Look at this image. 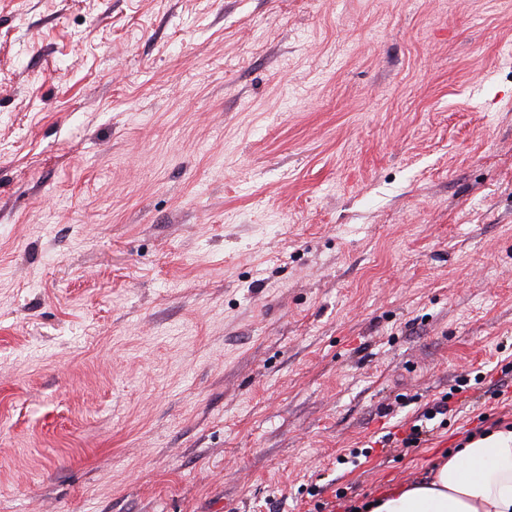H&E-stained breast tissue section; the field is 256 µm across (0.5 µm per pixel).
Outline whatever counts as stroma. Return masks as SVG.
Returning <instances> with one entry per match:
<instances>
[{"instance_id": "1", "label": "stroma", "mask_w": 512, "mask_h": 512, "mask_svg": "<svg viewBox=\"0 0 512 512\" xmlns=\"http://www.w3.org/2000/svg\"><path fill=\"white\" fill-rule=\"evenodd\" d=\"M511 423L512 0H0V512H345ZM453 392L446 393L430 410L423 412L419 417L410 423L409 427L406 428V436L401 439V445L404 448H417L422 441H425L423 437L429 435L434 428L429 429L426 422L433 420L436 415H445L450 411L448 401L453 398ZM421 422V424H416Z\"/></svg>"}]
</instances>
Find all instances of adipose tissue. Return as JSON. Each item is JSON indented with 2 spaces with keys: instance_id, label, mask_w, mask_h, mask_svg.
I'll return each instance as SVG.
<instances>
[{
  "instance_id": "obj_1",
  "label": "adipose tissue",
  "mask_w": 512,
  "mask_h": 512,
  "mask_svg": "<svg viewBox=\"0 0 512 512\" xmlns=\"http://www.w3.org/2000/svg\"><path fill=\"white\" fill-rule=\"evenodd\" d=\"M369 512H512V426L464 440L430 479L399 485Z\"/></svg>"
}]
</instances>
